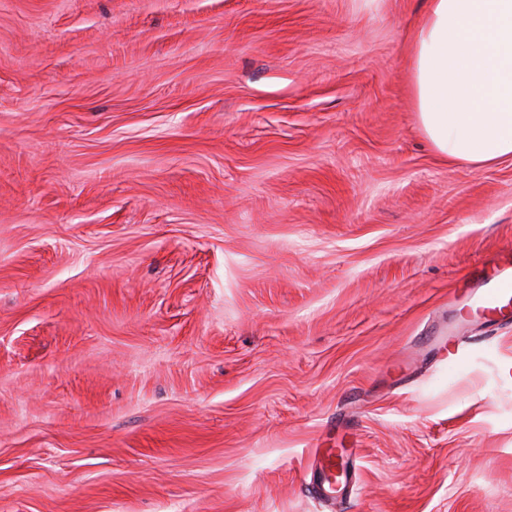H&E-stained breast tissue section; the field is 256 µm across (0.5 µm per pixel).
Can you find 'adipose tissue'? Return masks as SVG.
Instances as JSON below:
<instances>
[{
    "mask_svg": "<svg viewBox=\"0 0 512 512\" xmlns=\"http://www.w3.org/2000/svg\"><path fill=\"white\" fill-rule=\"evenodd\" d=\"M419 128L449 164L512 158V0H427L411 34Z\"/></svg>",
    "mask_w": 512,
    "mask_h": 512,
    "instance_id": "ef3b65f1",
    "label": "adipose tissue"
}]
</instances>
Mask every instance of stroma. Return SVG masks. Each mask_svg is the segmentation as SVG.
<instances>
[{
	"label": "stroma",
	"instance_id": "1",
	"mask_svg": "<svg viewBox=\"0 0 512 512\" xmlns=\"http://www.w3.org/2000/svg\"><path fill=\"white\" fill-rule=\"evenodd\" d=\"M425 8L0 0V512H512V321L424 347L512 159L422 136ZM319 456V466L315 476L316 492L326 500L336 503V496L342 494L347 487L345 480L336 491V478L340 471L347 470V463L336 454L335 448H320L316 450Z\"/></svg>",
	"mask_w": 512,
	"mask_h": 512
}]
</instances>
